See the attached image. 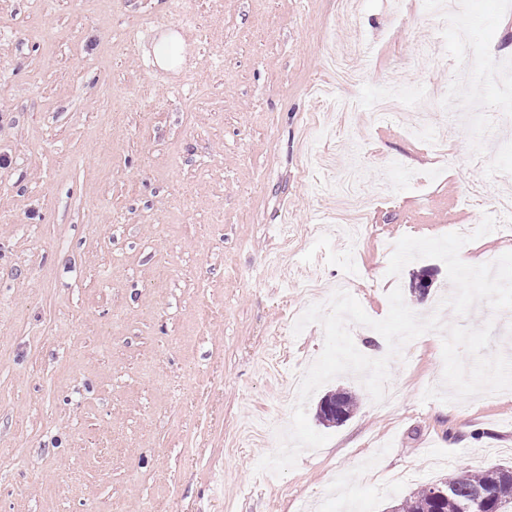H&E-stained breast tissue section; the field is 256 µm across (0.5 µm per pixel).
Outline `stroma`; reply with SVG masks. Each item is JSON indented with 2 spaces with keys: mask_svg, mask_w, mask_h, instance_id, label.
<instances>
[{
  "mask_svg": "<svg viewBox=\"0 0 512 512\" xmlns=\"http://www.w3.org/2000/svg\"><path fill=\"white\" fill-rule=\"evenodd\" d=\"M500 0H466L478 54L512 60ZM185 26L184 59L158 40ZM429 0H0V512H387L456 468L512 465V390L424 400L441 386L428 332L389 365L374 403L344 374L321 394L357 408L283 476L256 473L289 426V379L320 325L289 315L344 281L373 319L401 287L444 323V263L396 277L388 247L480 223L512 169L495 83L471 76ZM362 72L336 86V48ZM412 137L369 114L395 73ZM512 251L498 226L464 245ZM433 274L426 296L411 281Z\"/></svg>",
  "mask_w": 512,
  "mask_h": 512,
  "instance_id": "stroma-1",
  "label": "stroma"
}]
</instances>
